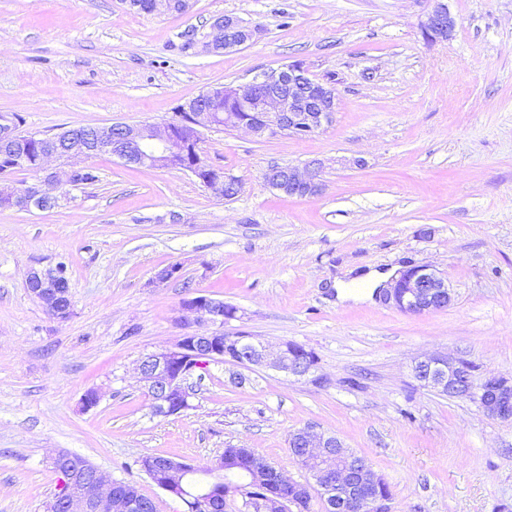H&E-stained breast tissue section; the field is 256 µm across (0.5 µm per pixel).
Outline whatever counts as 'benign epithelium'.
<instances>
[{
  "label": "benign epithelium",
  "mask_w": 512,
  "mask_h": 512,
  "mask_svg": "<svg viewBox=\"0 0 512 512\" xmlns=\"http://www.w3.org/2000/svg\"><path fill=\"white\" fill-rule=\"evenodd\" d=\"M457 25L445 0H432V6L421 22L423 39L428 43L448 40ZM259 28L238 16H218L209 25L202 44L222 41L234 50L251 43ZM236 112L224 115V124L260 138L279 134H314L332 121L336 112L334 86L312 80L303 64L292 62L234 87L229 98ZM219 124L217 115L189 101L178 106L171 120L159 125H141L133 129L117 122L95 129L88 142L69 135L51 137L52 144L37 159L40 184L24 189L16 184L0 185V208H22L27 212H44L51 203L60 204L76 187V178L85 167L80 162L95 151H108L121 160L130 152L113 136L120 130L141 158L153 165L169 164L182 171L195 173L200 164L198 147L201 130ZM18 128L12 115H0V156L21 163L24 154L16 150ZM322 162L314 161L300 169L290 166L283 171L268 170L265 181L274 189L288 188L298 197H314L323 191L320 179ZM235 179L218 171L213 178L202 182L204 188L220 195L222 189ZM59 274L54 269H32L26 277L31 294L41 303L57 307V319L69 318V289L58 288L54 282ZM380 300L404 314L422 315L448 307L454 299L447 280L429 265L409 266L401 270L385 288L377 290ZM224 302L198 296L181 305L180 321L186 332L171 348L143 356L138 365L140 382L152 399L156 414L170 416L190 408L187 377L209 363H226L252 370L268 369L298 379L312 375L316 360L312 352L292 342L270 345L254 336L224 333ZM473 362L454 356L432 355L415 362L414 377L425 386L455 398L475 402L482 413L494 420H512V376L487 375L475 377ZM289 447L300 448L295 463L307 471L311 480L292 481L274 472V502L280 512H302L306 497L313 492L336 501L338 512H364L373 506L379 512H390V500L371 501V491L378 488V475L367 458L346 448L335 436L316 432L307 427L291 435ZM51 464L60 475V490L49 505V512H137L140 502L118 498L112 494L114 480L76 456L59 452ZM196 466L191 462L171 458L160 460L144 457L143 470L162 478L158 487L183 502H195L205 507L208 493L190 495L182 490L181 482ZM241 500V507L263 509L247 485L234 490L229 500Z\"/></svg>",
  "instance_id": "obj_1"
}]
</instances>
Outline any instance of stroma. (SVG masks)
<instances>
[{"label": "stroma", "mask_w": 512, "mask_h": 512, "mask_svg": "<svg viewBox=\"0 0 512 512\" xmlns=\"http://www.w3.org/2000/svg\"><path fill=\"white\" fill-rule=\"evenodd\" d=\"M447 3L457 26L429 44L430 0H189L181 14L0 0V113L29 132L159 124L213 86L294 61L338 78L318 133L204 131L206 164L241 183L233 199L102 154L86 161L97 182L61 207L0 209V512H47L60 451L136 485L156 512L187 507L141 469L146 455L202 465L249 448L301 482L288 440L306 427L366 456L391 512H512V424L412 373L447 353L512 374V0ZM224 14L257 25L256 40L180 53L182 33ZM316 159L319 196L264 180L270 166ZM60 264L64 321L26 287L30 270ZM170 265L178 277L157 282ZM407 265L442 272L453 302L412 316L355 285ZM186 279L236 307L226 333L313 351L314 378L258 369L239 383L213 362L188 377V410L155 414L136 365L182 336ZM90 390L100 402L85 411Z\"/></svg>", "instance_id": "obj_1"}]
</instances>
